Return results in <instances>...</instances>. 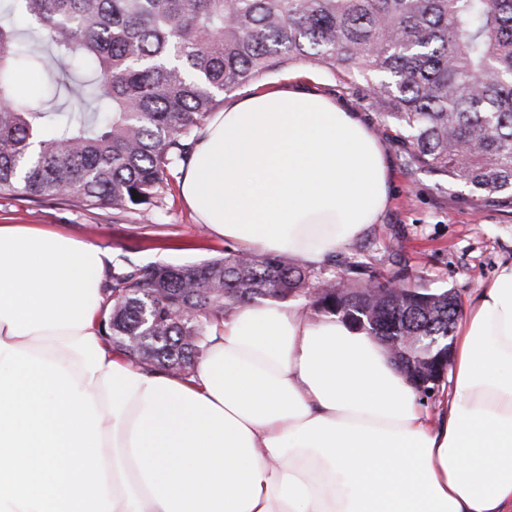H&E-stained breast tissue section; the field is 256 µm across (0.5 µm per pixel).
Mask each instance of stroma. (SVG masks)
<instances>
[{"label":"stroma","mask_w":512,"mask_h":512,"mask_svg":"<svg viewBox=\"0 0 512 512\" xmlns=\"http://www.w3.org/2000/svg\"><path fill=\"white\" fill-rule=\"evenodd\" d=\"M291 76L361 113L377 132L393 173L391 204L380 223L337 252V259L357 256L384 279L404 271L418 287L451 290L461 307H469L498 265L512 260V205H477L450 191L447 176L411 164L404 132L384 122L364 80L295 63L270 73L257 88L276 87ZM179 185V178L170 179L160 207L148 219L0 191V224H33L89 241L107 254L111 269L223 255L227 242L196 221Z\"/></svg>","instance_id":"1"}]
</instances>
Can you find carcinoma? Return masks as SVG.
Wrapping results in <instances>:
<instances>
[{
    "instance_id": "obj_1",
    "label": "carcinoma",
    "mask_w": 512,
    "mask_h": 512,
    "mask_svg": "<svg viewBox=\"0 0 512 512\" xmlns=\"http://www.w3.org/2000/svg\"><path fill=\"white\" fill-rule=\"evenodd\" d=\"M3 13L89 76L64 121L18 96L45 70L0 21V191L145 214L188 163L224 95L297 62L368 81L412 162L483 203L512 200V0H5ZM140 199H133L132 193ZM342 274L237 250L112 273L102 331L131 364L193 373L242 303L303 299L391 345L448 335V291H394L366 263ZM22 78H24V79H27V78L35 79L36 80L35 89L33 91H31V92H29L27 90V88H29V81L28 80L24 81V86L26 88V89H24L20 85V80ZM15 82H16L17 90H18V92L22 96L31 97V98H34V99H41V98L49 99V98H51V97H45V94H44V90H45L46 86L48 85L47 84V80H46V75L44 73H41L39 71L28 70V69H20L16 73Z\"/></svg>"
}]
</instances>
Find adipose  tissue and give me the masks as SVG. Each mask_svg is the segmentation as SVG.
Returning a JSON list of instances; mask_svg holds the SVG:
<instances>
[{
  "mask_svg": "<svg viewBox=\"0 0 512 512\" xmlns=\"http://www.w3.org/2000/svg\"><path fill=\"white\" fill-rule=\"evenodd\" d=\"M391 186L360 114L291 81L214 113L180 193L234 246L317 265ZM104 272L92 243L0 224V341L92 395L114 512H512V261L457 326L436 418L381 342L277 301L239 305L192 377L133 366Z\"/></svg>",
  "mask_w": 512,
  "mask_h": 512,
  "instance_id": "obj_1",
  "label": "adipose tissue"
}]
</instances>
